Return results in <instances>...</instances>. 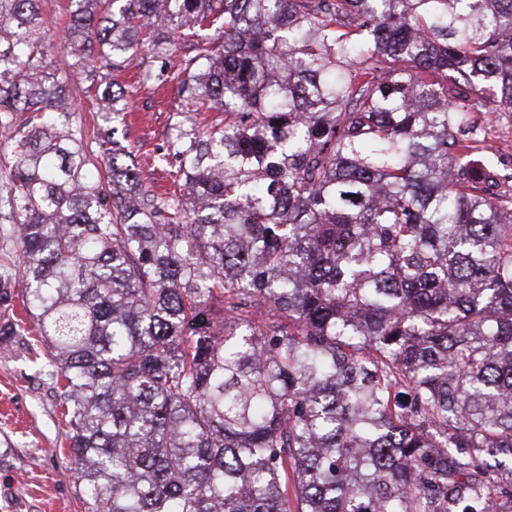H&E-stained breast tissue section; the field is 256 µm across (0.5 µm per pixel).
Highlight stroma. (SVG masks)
<instances>
[{"label":"stroma","mask_w":512,"mask_h":512,"mask_svg":"<svg viewBox=\"0 0 512 512\" xmlns=\"http://www.w3.org/2000/svg\"><path fill=\"white\" fill-rule=\"evenodd\" d=\"M67 5L68 0H41L43 51L77 106L75 127L91 139L98 133V117L90 83L71 67L61 40L69 21ZM132 109L130 125L118 128L116 137L131 152L141 176L148 178L153 155L181 118L176 85L141 89ZM26 317L21 290L13 288L10 304L0 305V512H86L83 485L65 457L67 426L48 373L47 347L32 334L1 333Z\"/></svg>","instance_id":"1"}]
</instances>
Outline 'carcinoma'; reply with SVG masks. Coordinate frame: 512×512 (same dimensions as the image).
Wrapping results in <instances>:
<instances>
[{
    "instance_id": "1",
    "label": "carcinoma",
    "mask_w": 512,
    "mask_h": 512,
    "mask_svg": "<svg viewBox=\"0 0 512 512\" xmlns=\"http://www.w3.org/2000/svg\"><path fill=\"white\" fill-rule=\"evenodd\" d=\"M0 0V231L87 512H512V0H69L71 66L177 84L143 180ZM130 87H96L111 139ZM499 134L495 138L486 139L488 151L499 152L500 162L507 168L512 164V126L504 123H497Z\"/></svg>"
}]
</instances>
